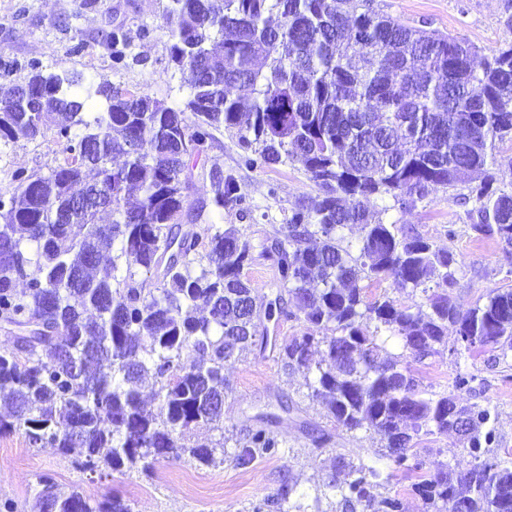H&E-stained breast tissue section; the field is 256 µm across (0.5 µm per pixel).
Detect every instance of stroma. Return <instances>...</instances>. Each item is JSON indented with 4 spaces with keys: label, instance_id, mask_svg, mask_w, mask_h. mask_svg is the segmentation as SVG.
Here are the masks:
<instances>
[{
    "label": "stroma",
    "instance_id": "1",
    "mask_svg": "<svg viewBox=\"0 0 512 512\" xmlns=\"http://www.w3.org/2000/svg\"><path fill=\"white\" fill-rule=\"evenodd\" d=\"M167 0H0V93L24 83L29 64L39 61L55 72L77 71L88 81L148 94L167 106L182 108L188 95L179 71L170 63L167 36L162 31ZM376 10L406 24L438 29L473 43L484 51L512 41V0H374ZM123 26L130 36V61L113 68L102 43L103 31ZM149 36H141V28ZM242 148L235 129L217 131L211 147L188 171L189 208H203L191 228L210 224L237 227L254 247L272 244L295 205L319 190L296 164L248 169L240 164ZM62 158L53 136L0 144V177L16 169L48 174ZM220 169L240 185L242 202L216 215L209 172ZM386 221L414 228L437 247L454 252L461 261L452 298L460 309L484 302L489 290H512V255L494 240L473 232L465 207L452 189H438L414 206L391 209ZM455 341L413 369L428 392H455L460 403L488 409L481 423L483 458L512 454V351L457 354ZM314 369H284L276 351L249 347L224 367L230 392L224 400L219 428L195 431L199 440L225 438L235 446L259 429H269L279 441L275 453L256 457L245 468L233 462L198 467L189 459L162 460L151 473L132 471L90 480L87 472L61 459L57 449L33 448L22 433L0 436V512H39L37 477L53 474L61 489L81 484L94 497L117 494L132 512H383L381 502L399 499L401 512H423L411 491L420 475L437 463L469 461L467 446L448 435H427L421 450L409 457L407 470L393 471L381 453L384 442L374 430L338 426L309 388ZM467 379L456 387L457 379ZM365 462L391 471L371 490L372 504L346 502L347 465ZM295 486L296 495L283 504L274 497L281 485Z\"/></svg>",
    "mask_w": 512,
    "mask_h": 512
}]
</instances>
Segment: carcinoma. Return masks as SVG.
<instances>
[{"label":"carcinoma","instance_id":"carcinoma-1","mask_svg":"<svg viewBox=\"0 0 512 512\" xmlns=\"http://www.w3.org/2000/svg\"><path fill=\"white\" fill-rule=\"evenodd\" d=\"M162 30L189 89L181 109L107 82L86 85L76 72L46 74L35 61L27 96L0 98V141L52 130L63 146L49 174L17 169L0 182V331L10 337L0 346V393L12 405L0 435L21 430L30 447L78 457L91 474L150 472L185 455L200 467L222 463L224 444L194 441L193 431L224 415L214 402L225 393L224 364L258 342L260 313L270 318L291 300L306 332L280 346L283 365L309 367L314 344H324L328 364L312 395L338 425L376 430L397 468L421 433L454 428L469 442L466 467L439 462L413 483L425 512H512V461L477 455L473 429L487 410L426 393L411 368L450 331L479 337L483 351L512 349V290L460 309L450 295L457 255L386 223L390 206L377 205L389 198L404 208L463 184L471 229L512 248V191L497 186L495 154L512 140V42L487 55L381 14L372 0H169ZM104 43L114 67L126 66L128 31L114 27ZM93 99L103 108L89 114ZM245 114L244 164L297 163L320 191L258 254L233 225L210 224L203 237L182 224L187 161ZM131 191L140 194L133 207ZM211 193L217 211L242 201L232 176L211 179ZM93 194L99 202L69 212L72 198ZM105 211L111 221L101 224ZM350 224L362 231L357 256L339 235ZM261 258L280 283L266 304L244 277ZM388 277L421 290L425 306L366 301L357 283ZM314 279L323 287H308ZM201 303L207 318L197 316ZM330 323L336 335H313ZM366 323L397 332L409 360L390 356ZM258 343L266 349L268 337ZM145 375L159 384L155 414L141 406ZM277 447L259 429L231 460L246 467ZM351 474L357 500L371 501L380 471ZM36 491L42 512H131L119 495L63 492L47 474Z\"/></svg>","mask_w":512,"mask_h":512}]
</instances>
